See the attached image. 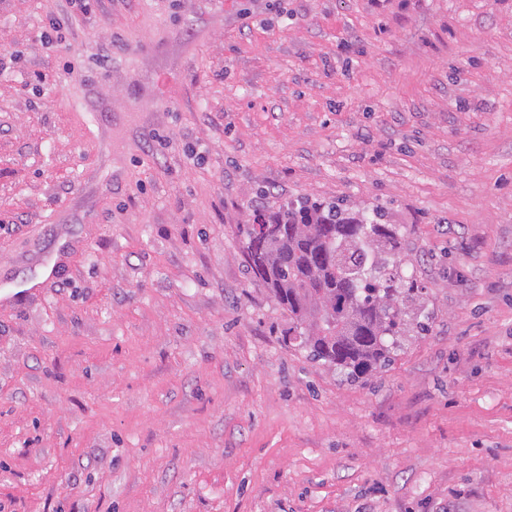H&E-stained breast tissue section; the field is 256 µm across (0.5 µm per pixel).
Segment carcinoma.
Wrapping results in <instances>:
<instances>
[{"instance_id": "cac0c4a2", "label": "carcinoma", "mask_w": 512, "mask_h": 512, "mask_svg": "<svg viewBox=\"0 0 512 512\" xmlns=\"http://www.w3.org/2000/svg\"><path fill=\"white\" fill-rule=\"evenodd\" d=\"M384 217L305 197L257 208L237 228L251 273L288 313V339L349 383L390 365L386 337L402 334L404 300L421 292L393 271L401 235Z\"/></svg>"}]
</instances>
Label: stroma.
Segmentation results:
<instances>
[{"instance_id":"35a3bbf8","label":"stroma","mask_w":512,"mask_h":512,"mask_svg":"<svg viewBox=\"0 0 512 512\" xmlns=\"http://www.w3.org/2000/svg\"><path fill=\"white\" fill-rule=\"evenodd\" d=\"M301 196L383 208L422 289L365 383L250 273ZM39 280L0 512H512V0H0V284Z\"/></svg>"}]
</instances>
